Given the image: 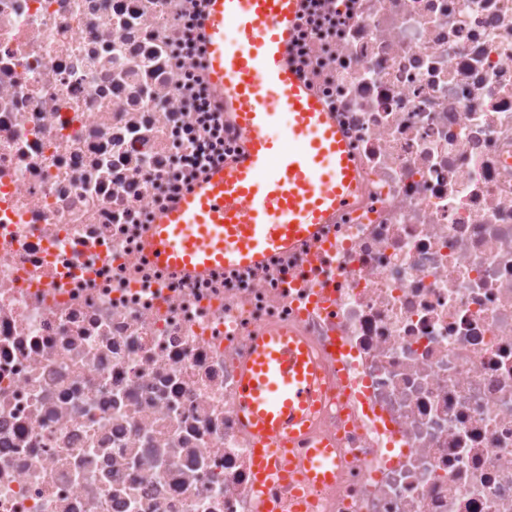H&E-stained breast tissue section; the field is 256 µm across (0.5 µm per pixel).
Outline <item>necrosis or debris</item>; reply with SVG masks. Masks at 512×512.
<instances>
[{
  "instance_id": "4bbe7bcc",
  "label": "necrosis or debris",
  "mask_w": 512,
  "mask_h": 512,
  "mask_svg": "<svg viewBox=\"0 0 512 512\" xmlns=\"http://www.w3.org/2000/svg\"><path fill=\"white\" fill-rule=\"evenodd\" d=\"M189 0H0V512H258L249 341L317 358L306 512H512V0H305L361 197L321 243L173 280L143 248L242 145ZM330 454L331 448H309V465L305 476L315 487L332 481L334 477Z\"/></svg>"
}]
</instances>
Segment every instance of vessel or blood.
Here are the masks:
<instances>
[{"label":"vessel or blood","mask_w":512,"mask_h":512,"mask_svg":"<svg viewBox=\"0 0 512 512\" xmlns=\"http://www.w3.org/2000/svg\"><path fill=\"white\" fill-rule=\"evenodd\" d=\"M202 64L226 127L241 141L151 224L144 247L183 278L224 266L256 267L316 239L321 225L355 200L359 176L333 111L296 70L291 54L303 0H204ZM287 113L284 136L272 132ZM323 393L306 346L288 331L255 337L241 365L235 403L261 443L258 491L287 480L279 449L309 437ZM331 451H308L313 486L332 481Z\"/></svg>","instance_id":"obj_1"}]
</instances>
